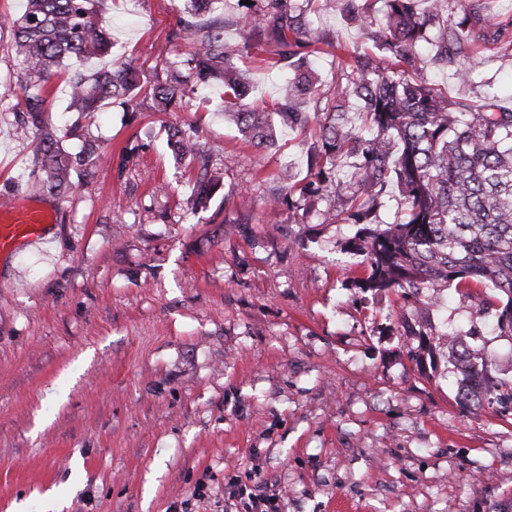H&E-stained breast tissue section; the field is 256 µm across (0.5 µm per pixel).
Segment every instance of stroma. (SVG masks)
Listing matches in <instances>:
<instances>
[{
  "label": "stroma",
  "mask_w": 512,
  "mask_h": 512,
  "mask_svg": "<svg viewBox=\"0 0 512 512\" xmlns=\"http://www.w3.org/2000/svg\"><path fill=\"white\" fill-rule=\"evenodd\" d=\"M107 55L84 72L133 62L144 86L187 52L173 43L178 0H102ZM321 38L322 90L332 62L364 46L332 0H310ZM251 106L272 110L283 71L270 52L247 59ZM474 83L428 69L449 99L496 91L512 109V26L483 53ZM50 110L61 142L97 138L102 156L63 200L30 172L29 141L0 106V197L54 205L45 246L0 255V512H244L231 491L260 487L276 512H512V418L466 413L446 360L415 364L407 328L480 331L512 359L474 302L436 305L362 289L357 230L314 205L269 206L283 168L299 184L316 128L276 126L277 144L245 142L211 86L160 114L145 94L91 116ZM191 125L224 187L192 213L195 165L175 161L170 130ZM167 196L153 198L154 184Z\"/></svg>",
  "instance_id": "stroma-1"
}]
</instances>
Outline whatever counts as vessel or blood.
Here are the masks:
<instances>
[{
  "mask_svg": "<svg viewBox=\"0 0 512 512\" xmlns=\"http://www.w3.org/2000/svg\"><path fill=\"white\" fill-rule=\"evenodd\" d=\"M53 221V209L28 205L20 198L0 203V253L13 250L22 241H41Z\"/></svg>",
  "mask_w": 512,
  "mask_h": 512,
  "instance_id": "obj_1",
  "label": "vessel or blood"
}]
</instances>
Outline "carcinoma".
<instances>
[{
	"label": "carcinoma",
	"instance_id": "obj_1",
	"mask_svg": "<svg viewBox=\"0 0 512 512\" xmlns=\"http://www.w3.org/2000/svg\"><path fill=\"white\" fill-rule=\"evenodd\" d=\"M299 0H251L234 20L240 45L224 44V20L200 24L214 0H187L186 18L173 38L191 51L165 80L150 89L152 108L169 112L201 85L224 88V116L255 146L274 140L265 111L248 106L249 82L239 65L243 55L274 40L278 62L288 76L276 103L281 122L304 130L311 122L307 102L320 87L313 62L298 51L308 34ZM340 9L365 38L387 52L389 61L358 50L336 57L331 106L317 125L319 146L310 166L314 180L297 187L291 172L281 184L288 195H333L345 209L324 221L358 224L348 250L368 263L363 287L393 290L404 298L435 304L451 290L459 301L476 300L479 312L496 318L500 335L512 337V111L501 109L487 91L481 103L450 101L422 75L421 63L452 69L462 83L477 75L478 58L501 39L502 28L481 22L478 0H342ZM110 35L96 0H27L23 15L10 25V51L23 65L24 92L0 85V104L19 113L17 135L34 145L32 175L40 188L63 198L77 184L73 173L95 164L94 140L69 153L60 146L49 115L48 85L63 79L68 111L90 114L103 103L133 98L141 88L139 70L119 64L92 75L70 69V60L108 53ZM175 159L200 155L196 137L172 128ZM403 197L404 218L376 223L387 188ZM218 170L201 159L194 178L193 211L204 210L221 189ZM491 283L493 292L473 296L462 280ZM420 349L447 353L461 375L455 395L463 408L498 405L512 412V363L503 366L474 330L415 332Z\"/></svg>",
	"mask_w": 512,
	"mask_h": 512
}]
</instances>
